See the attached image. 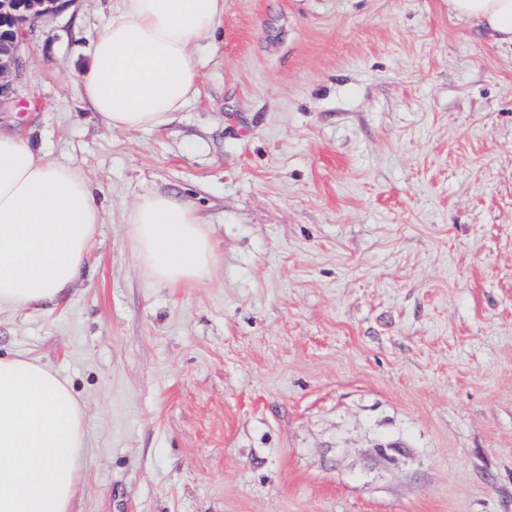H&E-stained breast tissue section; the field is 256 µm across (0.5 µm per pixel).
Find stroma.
Here are the masks:
<instances>
[{
  "instance_id": "stroma-1",
  "label": "stroma",
  "mask_w": 512,
  "mask_h": 512,
  "mask_svg": "<svg viewBox=\"0 0 512 512\" xmlns=\"http://www.w3.org/2000/svg\"><path fill=\"white\" fill-rule=\"evenodd\" d=\"M114 3L31 20L0 112L102 213L60 305L0 309L83 408L71 512H512V51L448 0H224L198 97L119 130L78 92ZM159 193L207 279L140 267ZM131 224L137 259L153 280L174 287L209 276L213 241L188 202L170 195L145 197Z\"/></svg>"
}]
</instances>
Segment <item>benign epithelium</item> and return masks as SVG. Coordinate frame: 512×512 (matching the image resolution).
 I'll list each match as a JSON object with an SVG mask.
<instances>
[{"mask_svg": "<svg viewBox=\"0 0 512 512\" xmlns=\"http://www.w3.org/2000/svg\"><path fill=\"white\" fill-rule=\"evenodd\" d=\"M68 0H0V112L16 97L26 63L27 37L23 25L31 18L48 17Z\"/></svg>", "mask_w": 512, "mask_h": 512, "instance_id": "1", "label": "benign epithelium"}]
</instances>
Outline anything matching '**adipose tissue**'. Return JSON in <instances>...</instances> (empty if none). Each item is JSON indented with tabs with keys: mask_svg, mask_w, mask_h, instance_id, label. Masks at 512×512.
Wrapping results in <instances>:
<instances>
[{
	"mask_svg": "<svg viewBox=\"0 0 512 512\" xmlns=\"http://www.w3.org/2000/svg\"><path fill=\"white\" fill-rule=\"evenodd\" d=\"M80 89L112 128L155 129L198 92L200 41L224 0H120ZM448 13L512 50V0H448ZM102 222L81 169L0 131V308L63 301ZM139 263L170 287L210 274L212 238L186 201L143 198L132 215ZM86 448L83 411L49 366L0 356V512H69Z\"/></svg>",
	"mask_w": 512,
	"mask_h": 512,
	"instance_id": "obj_1",
	"label": "adipose tissue"
}]
</instances>
